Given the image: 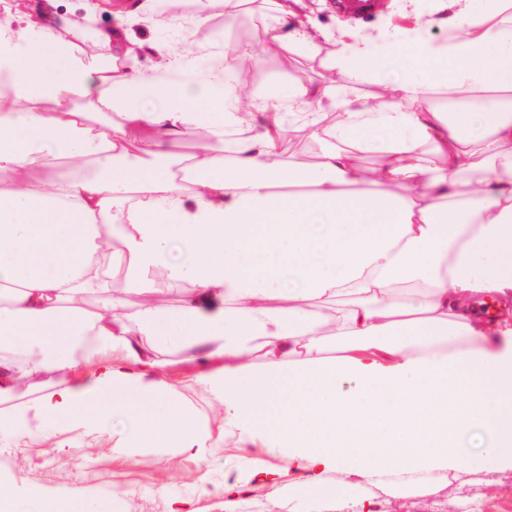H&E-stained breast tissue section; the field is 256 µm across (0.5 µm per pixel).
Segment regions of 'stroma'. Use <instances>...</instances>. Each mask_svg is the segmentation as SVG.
<instances>
[{"instance_id": "35a3bbf8", "label": "stroma", "mask_w": 512, "mask_h": 512, "mask_svg": "<svg viewBox=\"0 0 512 512\" xmlns=\"http://www.w3.org/2000/svg\"><path fill=\"white\" fill-rule=\"evenodd\" d=\"M195 0H179L175 19L161 21L147 7V0H0V19L6 16L37 20L54 18L56 29L68 35L78 29L79 43L88 57L107 58L100 34L115 29L125 17L134 42L135 60L127 68L144 71L154 66L152 44L168 42L201 50L214 42L229 49L246 44L238 59L251 74L254 91L286 92L289 85L319 83L328 76L320 61L335 51L338 39L383 40L390 61L384 70L393 78L397 59L409 56V30H417L432 42L448 39L445 19L456 7L453 0H384L382 10L365 20H353L336 12L332 0H300L294 17L282 18L271 0H247L234 19H226L223 7L211 11L209 22L194 26ZM304 23L311 53L300 56L279 46L278 39L296 23ZM146 353L163 363L162 372L175 385L205 441L202 456L190 459L171 448H126L129 426L103 424L90 429H60L49 434L21 436L0 434V479L9 482L18 502H26L30 483H37L50 499L80 498L95 512L101 498L112 501V512H172L177 501L189 499L195 512H352V499L376 496L384 499L387 512H446L449 504L474 501L476 505L512 502V471L473 469L470 482L460 485L447 473L435 474L425 485L398 482L377 487L368 482L354 486L344 508L335 504H311L298 491L260 489L227 508L224 477L241 473L237 434L224 426V408L216 396L195 381L209 369L201 350H172L143 342Z\"/></svg>"}]
</instances>
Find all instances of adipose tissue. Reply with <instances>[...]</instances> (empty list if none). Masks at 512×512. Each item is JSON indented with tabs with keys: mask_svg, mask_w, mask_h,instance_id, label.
<instances>
[{
	"mask_svg": "<svg viewBox=\"0 0 512 512\" xmlns=\"http://www.w3.org/2000/svg\"><path fill=\"white\" fill-rule=\"evenodd\" d=\"M454 2L447 42L419 48L420 80L402 78L374 106L341 87L376 72L378 52L342 41L322 62L331 80L295 84L248 117L222 44L191 58L160 44L161 63L132 74L50 25L1 20L0 398L80 358L95 371L34 408L0 411V429L120 417L134 425L129 447L198 453L200 431L147 337L207 347L220 366L198 381L242 443L264 423L276 433L283 470L245 457L248 476L225 479L227 498L277 488L283 471L339 503L361 480L461 479L459 439L475 430L492 435L480 463L512 470V0L483 14ZM435 89L459 110H436ZM80 99L118 121L88 123ZM322 102L336 120L316 162L269 164L288 116L311 126ZM147 125L155 140L126 154ZM198 127L205 153L188 164L170 147ZM361 152L380 159L370 174ZM51 156L64 174L49 173ZM115 229L118 249L105 238ZM159 267L196 295L168 307L151 280ZM118 275L141 297L134 318L112 295ZM329 302L334 316L317 319Z\"/></svg>",
	"mask_w": 512,
	"mask_h": 512,
	"instance_id": "adipose-tissue-1",
	"label": "adipose tissue"
}]
</instances>
